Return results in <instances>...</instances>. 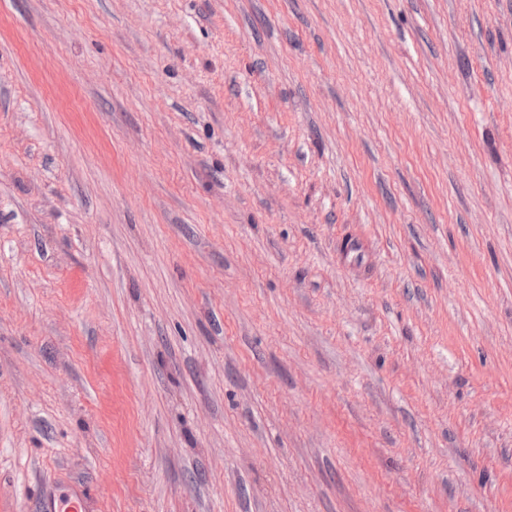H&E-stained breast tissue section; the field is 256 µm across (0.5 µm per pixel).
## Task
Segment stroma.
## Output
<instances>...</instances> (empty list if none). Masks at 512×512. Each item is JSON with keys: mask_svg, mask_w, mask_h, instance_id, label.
Returning a JSON list of instances; mask_svg holds the SVG:
<instances>
[{"mask_svg": "<svg viewBox=\"0 0 512 512\" xmlns=\"http://www.w3.org/2000/svg\"><path fill=\"white\" fill-rule=\"evenodd\" d=\"M512 512V0H0V512ZM56 502V504H55ZM44 512H87V500L81 494L76 493L66 499L49 500L44 505Z\"/></svg>", "mask_w": 512, "mask_h": 512, "instance_id": "stroma-1", "label": "stroma"}]
</instances>
